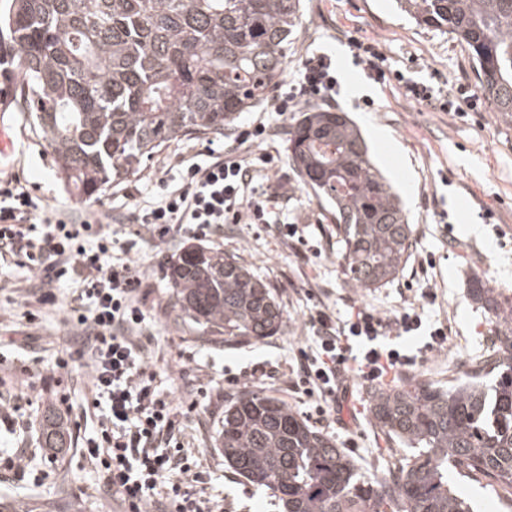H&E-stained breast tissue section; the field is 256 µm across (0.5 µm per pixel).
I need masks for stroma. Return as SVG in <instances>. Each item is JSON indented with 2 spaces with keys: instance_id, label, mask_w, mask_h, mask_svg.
Masks as SVG:
<instances>
[{
  "instance_id": "stroma-1",
  "label": "stroma",
  "mask_w": 512,
  "mask_h": 512,
  "mask_svg": "<svg viewBox=\"0 0 512 512\" xmlns=\"http://www.w3.org/2000/svg\"><path fill=\"white\" fill-rule=\"evenodd\" d=\"M301 24L288 48L286 78L296 76L303 57L314 50L336 61L341 94L334 110L348 113L359 126L376 166L398 191L413 229L412 247L399 278L375 289L351 287L339 265L340 246L331 235L332 220L290 165L286 136L275 137L266 148L274 157L278 178L288 181V199L281 202L282 219L306 227L307 244L295 249L261 224H228L224 236L210 242L212 250L238 256L275 288L287 313L283 335L256 344L226 345L184 322L173 308L165 280L169 262L184 247L185 237L170 247L145 246L137 259L153 282L158 303L150 313V364L165 390L177 391L181 373L200 379L198 400L209 414L206 425L186 422L179 441L191 448L211 475L212 494L232 499L237 512H281L278 500L238 476L215 446L224 405L244 390L279 398L289 409L348 448L361 476L376 481L401 467L409 449L381 433L370 415V385L352 380V393L341 420H317L314 408L289 388V374L301 350L309 349L308 315L326 307L346 319L355 306L394 316L409 304H419L425 323L448 324V345L429 354L411 370L389 372L379 388L416 380L438 385L454 380L470 357L493 347L497 327L469 295L472 277L512 298V122L500 120L491 107L459 117L411 101L401 83L377 84L365 78L347 44L348 36L380 42L391 69L406 79L422 81L455 93L458 87L477 91L478 80L468 47L451 34L417 25L401 14L395 0H301ZM0 121L11 129L12 149L0 162V175L17 173L27 181L39 205L73 212L96 221L111 214L123 222L133 209L130 193L163 176L171 162L204 160L212 141L187 137L156 153L135 177L87 201L57 178L50 151L23 112L18 96H11ZM431 257L434 266L421 273L418 261ZM31 276L25 258H14L0 269V402L13 404L10 416L0 419V458L22 452L26 473L16 477L0 466V512H122L100 501L97 476L76 452L67 448L55 466H47L38 445L39 422L46 408H59L67 396L71 409L66 424L80 422L81 435H96L95 421L82 418L86 405L82 370L61 369V340L67 333L64 310L41 314L26 323L23 292ZM437 298L427 302L425 287ZM37 363L39 381L21 373L22 365ZM276 367L278 379L249 378L253 365Z\"/></svg>"
}]
</instances>
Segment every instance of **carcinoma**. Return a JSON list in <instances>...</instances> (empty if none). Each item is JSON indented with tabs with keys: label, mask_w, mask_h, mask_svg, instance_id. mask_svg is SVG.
I'll return each instance as SVG.
<instances>
[{
	"label": "carcinoma",
	"mask_w": 512,
	"mask_h": 512,
	"mask_svg": "<svg viewBox=\"0 0 512 512\" xmlns=\"http://www.w3.org/2000/svg\"><path fill=\"white\" fill-rule=\"evenodd\" d=\"M416 24L469 48L482 95L512 120V0H397ZM22 75L20 98L55 159L86 199L137 175L165 144L222 135L282 81L300 24L299 0H11L5 16ZM289 163L331 209L340 263L356 288L402 272L412 227L344 112L309 108L288 133ZM181 318L227 345L284 332L278 294L234 255L190 246L165 273ZM495 320L493 353L473 380L415 381L371 393L374 425L412 449L393 483L361 478L333 439L279 399L245 391L224 405L216 444L241 477L283 512H470L448 470L512 489V300L471 280ZM45 416L41 447L67 448Z\"/></svg>",
	"instance_id": "carcinoma-1"
}]
</instances>
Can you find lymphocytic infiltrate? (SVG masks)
<instances>
[{"instance_id": "1", "label": "lymphocytic infiltrate", "mask_w": 512, "mask_h": 512, "mask_svg": "<svg viewBox=\"0 0 512 512\" xmlns=\"http://www.w3.org/2000/svg\"><path fill=\"white\" fill-rule=\"evenodd\" d=\"M338 78L332 60L307 54L298 75L269 103L280 116L316 100H335ZM405 95L442 112L466 114L478 107L466 88L448 94L423 82H409ZM277 127L256 122L237 132L233 143L220 144L203 163L180 168L177 178H160L149 200L137 204L132 237L119 238L111 224L76 222L64 211L38 205L20 176L0 179V260L22 256L32 272L30 295L45 308L58 302L54 288L71 280L78 289L67 302L70 327L67 351L59 368L76 365L87 377L90 406L98 410V430L80 453L100 472V492L125 505L126 512H232V503L209 492L210 475L191 460L175 438L182 422L197 412L196 400H176L165 392L141 341L146 333L152 289L133 256L138 242L169 245L180 236L213 239L228 224H273L292 243L305 240V228L272 223L277 193L255 186L258 173L269 172L273 156L245 151V142L271 141ZM310 351L300 352L291 387L315 403L319 417L340 413L347 399L338 376L365 382L387 371L408 369L448 341V327L430 330L419 351L400 337L422 327L417 308L394 317L354 308L336 320L324 307L308 318Z\"/></svg>"}]
</instances>
